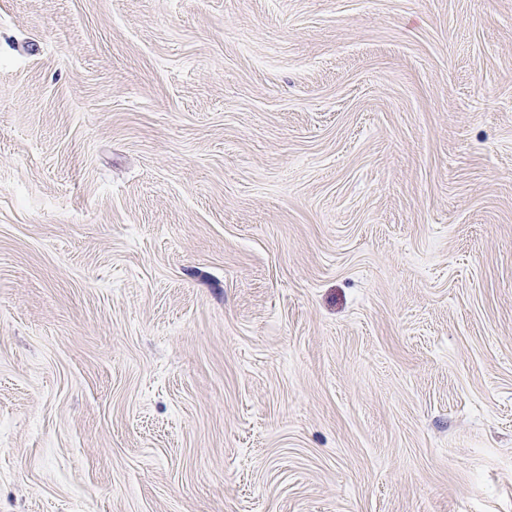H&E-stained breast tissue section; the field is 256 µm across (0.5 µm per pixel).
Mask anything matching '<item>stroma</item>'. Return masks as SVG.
I'll return each instance as SVG.
<instances>
[{
  "mask_svg": "<svg viewBox=\"0 0 512 512\" xmlns=\"http://www.w3.org/2000/svg\"><path fill=\"white\" fill-rule=\"evenodd\" d=\"M0 512H512V0H0Z\"/></svg>",
  "mask_w": 512,
  "mask_h": 512,
  "instance_id": "1",
  "label": "stroma"
}]
</instances>
